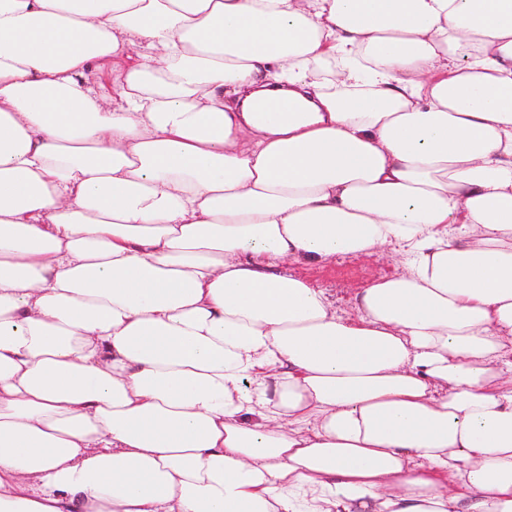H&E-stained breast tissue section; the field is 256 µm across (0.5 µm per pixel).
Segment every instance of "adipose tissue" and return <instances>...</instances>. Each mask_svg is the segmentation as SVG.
<instances>
[{"label":"adipose tissue","instance_id":"obj_1","mask_svg":"<svg viewBox=\"0 0 512 512\" xmlns=\"http://www.w3.org/2000/svg\"><path fill=\"white\" fill-rule=\"evenodd\" d=\"M0 512H512V0H0ZM397 262L386 253L337 258L325 265L288 263L283 272L308 280L324 288L336 300V306L349 311L357 288H363L372 279L391 276Z\"/></svg>","mask_w":512,"mask_h":512}]
</instances>
